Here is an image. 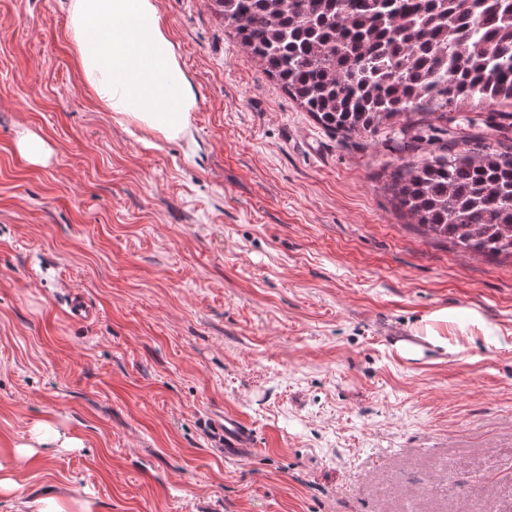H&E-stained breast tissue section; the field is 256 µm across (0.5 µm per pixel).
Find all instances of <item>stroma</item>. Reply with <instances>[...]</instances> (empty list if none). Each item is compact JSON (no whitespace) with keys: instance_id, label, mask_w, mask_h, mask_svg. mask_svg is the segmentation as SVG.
I'll return each instance as SVG.
<instances>
[{"instance_id":"stroma-1","label":"stroma","mask_w":512,"mask_h":512,"mask_svg":"<svg viewBox=\"0 0 512 512\" xmlns=\"http://www.w3.org/2000/svg\"><path fill=\"white\" fill-rule=\"evenodd\" d=\"M157 5L186 139L97 109L60 0H0V448L83 441L20 461L0 512L73 488L94 512H512V258L399 209L391 126L331 135L211 0ZM396 332L448 345L411 360ZM249 433L245 426L233 417H224V446L232 447L224 448V453L239 452L243 450L248 444ZM231 448V449H229Z\"/></svg>"}]
</instances>
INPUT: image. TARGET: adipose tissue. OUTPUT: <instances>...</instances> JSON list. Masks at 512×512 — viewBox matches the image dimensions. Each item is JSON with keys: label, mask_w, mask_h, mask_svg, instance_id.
<instances>
[{"label": "adipose tissue", "mask_w": 512, "mask_h": 512, "mask_svg": "<svg viewBox=\"0 0 512 512\" xmlns=\"http://www.w3.org/2000/svg\"><path fill=\"white\" fill-rule=\"evenodd\" d=\"M76 64L100 111L167 139L187 136L195 96L155 0H65Z\"/></svg>", "instance_id": "1"}]
</instances>
